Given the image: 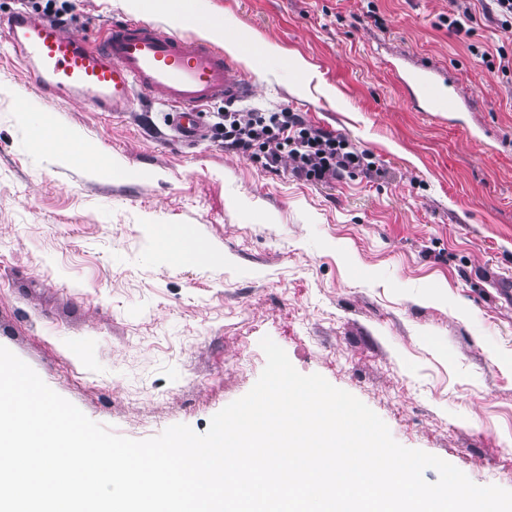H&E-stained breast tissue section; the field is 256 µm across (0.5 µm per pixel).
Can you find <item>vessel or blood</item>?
Instances as JSON below:
<instances>
[{"instance_id":"1","label":"vessel or blood","mask_w":512,"mask_h":512,"mask_svg":"<svg viewBox=\"0 0 512 512\" xmlns=\"http://www.w3.org/2000/svg\"><path fill=\"white\" fill-rule=\"evenodd\" d=\"M1 33L42 99L66 92L97 111L120 112L136 95L158 96L175 106L174 125L189 141L201 130L204 106L218 100L231 104L254 90L236 63L212 44L143 21L114 22L95 46L82 34L25 11L0 18ZM410 82L430 111H455L454 97L425 76H411Z\"/></svg>"}]
</instances>
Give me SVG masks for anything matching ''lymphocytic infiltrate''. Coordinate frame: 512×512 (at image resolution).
Returning <instances> with one entry per match:
<instances>
[{
	"label": "lymphocytic infiltrate",
	"mask_w": 512,
	"mask_h": 512,
	"mask_svg": "<svg viewBox=\"0 0 512 512\" xmlns=\"http://www.w3.org/2000/svg\"><path fill=\"white\" fill-rule=\"evenodd\" d=\"M210 137L225 148L263 157L272 167L289 161L298 177L314 183L374 166L369 153L296 112H217Z\"/></svg>",
	"instance_id": "obj_1"
}]
</instances>
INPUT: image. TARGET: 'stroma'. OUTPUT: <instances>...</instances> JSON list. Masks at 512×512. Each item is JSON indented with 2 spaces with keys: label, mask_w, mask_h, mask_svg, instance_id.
Masks as SVG:
<instances>
[{
  "label": "stroma",
  "mask_w": 512,
  "mask_h": 512,
  "mask_svg": "<svg viewBox=\"0 0 512 512\" xmlns=\"http://www.w3.org/2000/svg\"><path fill=\"white\" fill-rule=\"evenodd\" d=\"M97 44L120 0H55ZM228 33L279 45L235 55L239 110L300 113L369 151L370 172L316 184L289 163L185 145L160 100L113 116L41 102L0 39V345L120 436L206 432L247 394L270 337L295 369L366 404L404 447L512 490V33L467 0H203ZM427 71L453 112L411 103ZM47 112L112 155V177L31 152ZM204 250L176 266L155 227Z\"/></svg>",
  "instance_id": "obj_1"
}]
</instances>
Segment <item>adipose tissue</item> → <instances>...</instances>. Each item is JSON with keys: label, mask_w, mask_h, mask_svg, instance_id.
<instances>
[{"label": "adipose tissue", "mask_w": 512, "mask_h": 512, "mask_svg": "<svg viewBox=\"0 0 512 512\" xmlns=\"http://www.w3.org/2000/svg\"><path fill=\"white\" fill-rule=\"evenodd\" d=\"M126 3L129 10L164 21L171 27L188 26L203 37L224 41L228 50L242 53L251 45L250 40L239 35L225 38L223 25L210 18L202 0H126ZM76 141L74 132L59 126L49 116L38 115L31 124L30 146L33 151L53 154L103 174L116 170L114 159L90 146L77 149Z\"/></svg>", "instance_id": "obj_1"}]
</instances>
